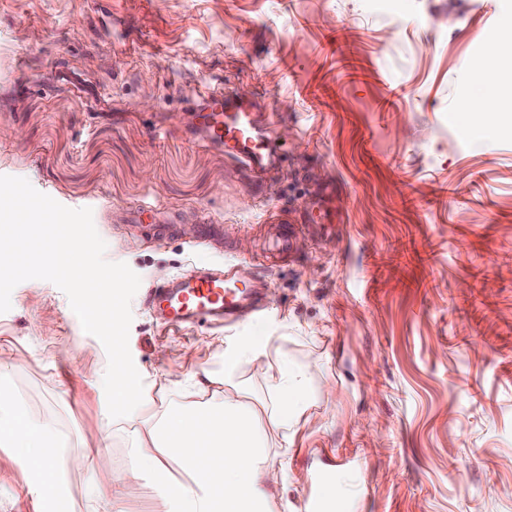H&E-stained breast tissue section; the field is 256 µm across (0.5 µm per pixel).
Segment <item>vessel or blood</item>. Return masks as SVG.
<instances>
[{
    "instance_id": "vessel-or-blood-1",
    "label": "vessel or blood",
    "mask_w": 512,
    "mask_h": 512,
    "mask_svg": "<svg viewBox=\"0 0 512 512\" xmlns=\"http://www.w3.org/2000/svg\"><path fill=\"white\" fill-rule=\"evenodd\" d=\"M254 103L215 86L196 94L188 141L205 140L224 154L251 169L276 165L282 143L260 132L253 112ZM332 194H324L317 210L303 215L305 225L320 231L333 229ZM145 302L151 314L175 328H196L233 322L245 307L260 310L263 299L257 289L244 283L236 266L222 272L201 267L186 270L178 278L149 288ZM330 472L318 473L313 489L307 491L302 512H334L336 505L326 496Z\"/></svg>"
}]
</instances>
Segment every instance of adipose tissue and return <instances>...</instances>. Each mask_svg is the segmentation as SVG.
<instances>
[{
    "label": "adipose tissue",
    "mask_w": 512,
    "mask_h": 512,
    "mask_svg": "<svg viewBox=\"0 0 512 512\" xmlns=\"http://www.w3.org/2000/svg\"><path fill=\"white\" fill-rule=\"evenodd\" d=\"M241 363L256 365L266 378L268 419H260L230 392L192 404L185 413L139 403L137 426L129 434L133 471L158 483L165 512H277L270 488L280 474L266 452L267 430L297 426L310 408L311 391L305 372L284 356L240 348L225 378H232L233 367ZM187 413L196 422L197 452L182 458L184 475L178 478L169 471L162 446L181 435ZM52 436L50 427L34 428L26 414L0 398V438L19 448L22 468L44 470L39 496L45 502L59 496L62 476L57 451L49 446Z\"/></svg>",
    "instance_id": "ef3b65f1"
}]
</instances>
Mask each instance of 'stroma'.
<instances>
[{
    "instance_id": "obj_1",
    "label": "stroma",
    "mask_w": 512,
    "mask_h": 512,
    "mask_svg": "<svg viewBox=\"0 0 512 512\" xmlns=\"http://www.w3.org/2000/svg\"><path fill=\"white\" fill-rule=\"evenodd\" d=\"M512 0H0V175L90 208L105 257L141 279L129 349L159 409L224 390L255 337L306 373L309 419L270 431L280 512L313 475L348 481L346 512H512V103L478 131L460 102ZM120 59V68L109 65ZM247 93L285 143L265 196L255 175L185 139L192 91ZM336 187V233L299 232L265 260L279 214ZM172 223L142 233L129 220ZM223 225L202 246L185 225ZM234 259L270 304L198 330L154 319L145 288ZM0 314V394L53 426L69 456L130 468L131 418L112 419L102 343L53 283L28 280ZM0 443V512H53ZM111 477L70 470L72 512H101Z\"/></svg>"
}]
</instances>
